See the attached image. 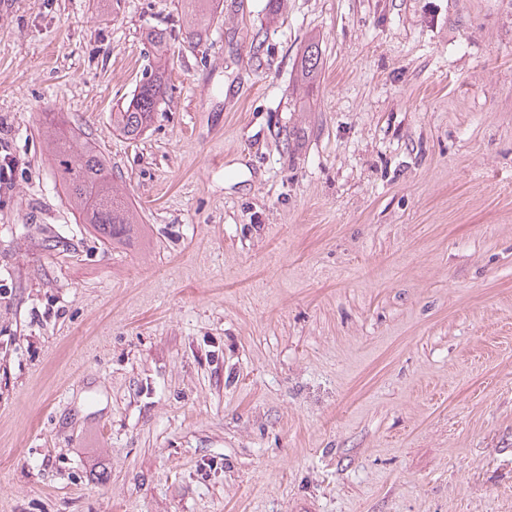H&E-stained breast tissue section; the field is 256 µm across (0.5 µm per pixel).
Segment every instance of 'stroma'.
<instances>
[{"instance_id": "35a3bbf8", "label": "stroma", "mask_w": 512, "mask_h": 512, "mask_svg": "<svg viewBox=\"0 0 512 512\" xmlns=\"http://www.w3.org/2000/svg\"><path fill=\"white\" fill-rule=\"evenodd\" d=\"M211 10L192 38L183 0H0V512H512V0ZM322 68V57L319 45L316 42H310L305 50L301 63L300 79L307 85L313 86L320 70ZM169 86L164 72L151 69L136 88L129 103L118 106L112 114V123L129 139L140 137L150 125L153 112L165 100ZM42 134L59 180L82 219L94 225L103 243L118 241L135 224V217L126 198L112 185L104 159L92 147L79 145L59 112L46 115Z\"/></svg>"}]
</instances>
